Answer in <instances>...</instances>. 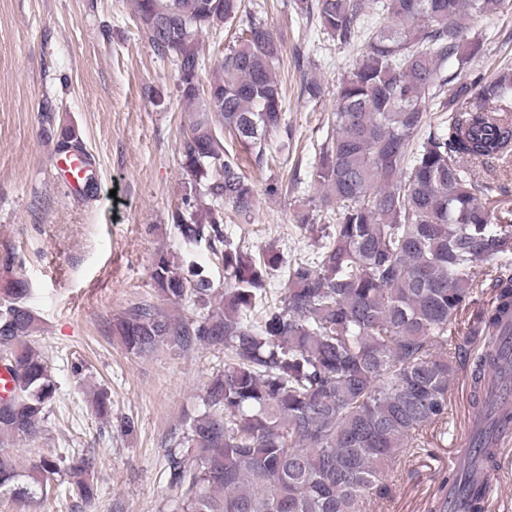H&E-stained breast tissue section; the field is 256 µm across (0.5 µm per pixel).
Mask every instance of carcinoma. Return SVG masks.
Masks as SVG:
<instances>
[{
    "instance_id": "1",
    "label": "carcinoma",
    "mask_w": 512,
    "mask_h": 512,
    "mask_svg": "<svg viewBox=\"0 0 512 512\" xmlns=\"http://www.w3.org/2000/svg\"><path fill=\"white\" fill-rule=\"evenodd\" d=\"M504 0H296L328 43L355 53L336 87L325 141L307 172L314 210L300 228L317 257L286 262L244 254L224 235V208L248 217L256 192L243 172L288 147L291 129L278 79L284 44L244 0H134L140 32L178 71L189 112L179 143L189 192L172 213L188 243L206 242L224 264V287L159 253L158 298L191 302L173 315L153 302L112 324L126 350L168 345L224 351L203 409L168 450L173 512H366L385 472L425 434L448 423V389L470 373L483 427L464 465L448 470L467 512H484L470 470H497L487 446L512 423L490 387L512 390V208L480 169L512 174V66L472 78L483 38L466 21ZM239 20V33L204 82L200 36ZM457 62L448 76V60ZM243 151L224 147L222 134ZM57 150H83L68 127ZM0 268V366L12 388L0 398V495L42 498L63 475L65 497L89 506L96 459L69 448L24 469L6 450L43 430L58 397L36 345L40 320L29 282ZM492 304L482 303L484 288Z\"/></svg>"
}]
</instances>
